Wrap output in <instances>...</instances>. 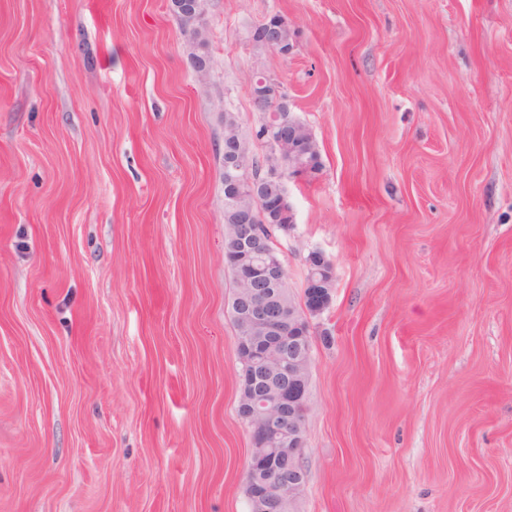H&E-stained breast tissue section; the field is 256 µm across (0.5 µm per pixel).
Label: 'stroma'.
I'll use <instances>...</instances> for the list:
<instances>
[{
    "label": "stroma",
    "mask_w": 512,
    "mask_h": 512,
    "mask_svg": "<svg viewBox=\"0 0 512 512\" xmlns=\"http://www.w3.org/2000/svg\"><path fill=\"white\" fill-rule=\"evenodd\" d=\"M280 15L294 55L258 51ZM0 0V512H248L224 115L261 67L311 316L296 512H512V0ZM197 0H172V8H177L184 19V31L194 36L202 22L203 14L197 12Z\"/></svg>",
    "instance_id": "1"
}]
</instances>
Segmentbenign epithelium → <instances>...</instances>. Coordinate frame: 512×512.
Returning <instances> with one entry per match:
<instances>
[{"label": "benign epithelium", "instance_id": "1", "mask_svg": "<svg viewBox=\"0 0 512 512\" xmlns=\"http://www.w3.org/2000/svg\"><path fill=\"white\" fill-rule=\"evenodd\" d=\"M184 19V31L194 34L203 15L196 0H172ZM255 47L283 57L293 54L296 40L278 15L259 22L252 32ZM254 110L265 115L261 137L266 153L277 159L273 167L249 150L247 144L224 138V207L234 214L238 248L233 257L238 289L236 308L241 325L237 336L240 397L237 412L251 424V452L246 469L251 512H294L306 472L305 415L309 409L308 382L312 365L308 315L323 311L334 288L333 265L319 250L309 252L304 305L285 300V262L260 253L267 242L268 224L255 223V212L267 215L265 188L270 183L285 187L290 178H307L320 170L305 139L306 125L293 117L290 100L281 83L262 71L252 78ZM288 472V482L282 473Z\"/></svg>", "mask_w": 512, "mask_h": 512}]
</instances>
